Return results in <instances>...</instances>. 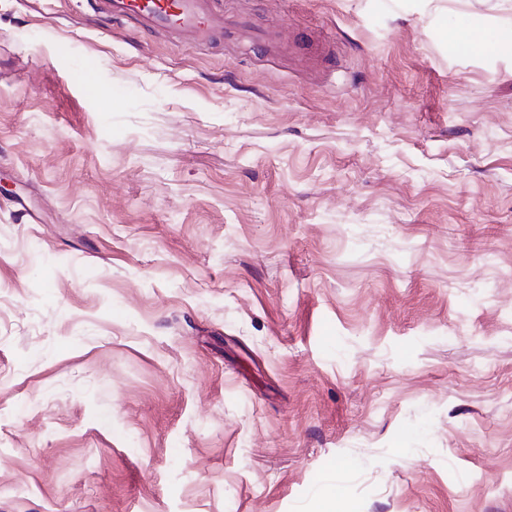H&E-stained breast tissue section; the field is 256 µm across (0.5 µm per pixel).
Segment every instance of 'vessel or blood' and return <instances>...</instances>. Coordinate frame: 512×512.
Instances as JSON below:
<instances>
[{"label": "vessel or blood", "mask_w": 512, "mask_h": 512, "mask_svg": "<svg viewBox=\"0 0 512 512\" xmlns=\"http://www.w3.org/2000/svg\"><path fill=\"white\" fill-rule=\"evenodd\" d=\"M101 13L129 19L141 28L175 36L208 37L216 32L207 0H96Z\"/></svg>", "instance_id": "obj_1"}]
</instances>
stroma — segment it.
Wrapping results in <instances>:
<instances>
[{
    "label": "stroma",
    "mask_w": 512,
    "mask_h": 512,
    "mask_svg": "<svg viewBox=\"0 0 512 512\" xmlns=\"http://www.w3.org/2000/svg\"><path fill=\"white\" fill-rule=\"evenodd\" d=\"M210 8L0 0V512H512V0ZM101 13L137 23L142 29L164 30L176 37L191 35L198 39L217 32L207 0H95Z\"/></svg>",
    "instance_id": "35a3bbf8"
}]
</instances>
